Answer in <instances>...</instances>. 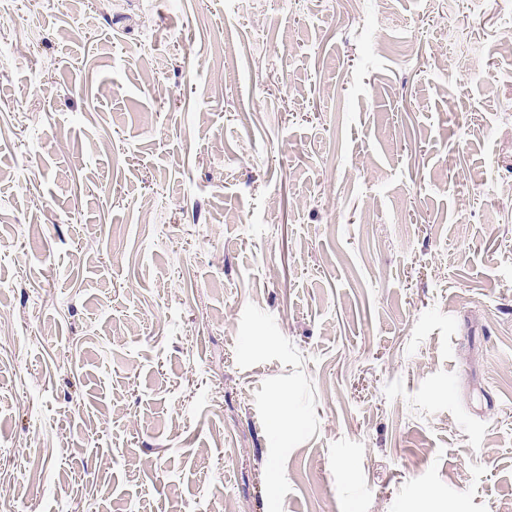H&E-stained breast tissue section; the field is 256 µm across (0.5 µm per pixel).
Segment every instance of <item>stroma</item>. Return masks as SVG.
Segmentation results:
<instances>
[{
  "mask_svg": "<svg viewBox=\"0 0 512 512\" xmlns=\"http://www.w3.org/2000/svg\"><path fill=\"white\" fill-rule=\"evenodd\" d=\"M452 503L512 512L504 0H0V512Z\"/></svg>",
  "mask_w": 512,
  "mask_h": 512,
  "instance_id": "1",
  "label": "stroma"
}]
</instances>
